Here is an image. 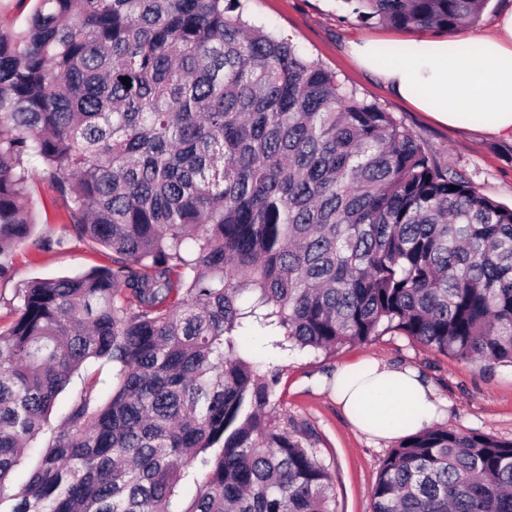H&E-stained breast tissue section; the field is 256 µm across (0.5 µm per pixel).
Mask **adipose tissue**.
<instances>
[{
	"label": "adipose tissue",
	"instance_id": "obj_1",
	"mask_svg": "<svg viewBox=\"0 0 512 512\" xmlns=\"http://www.w3.org/2000/svg\"><path fill=\"white\" fill-rule=\"evenodd\" d=\"M473 43L470 52L458 39L366 38L352 43L351 53L361 68L438 123L454 127L468 114L476 130L512 141V10ZM399 46L403 55L383 58L384 49ZM330 390L348 420L376 438L401 436L404 420L420 430L445 417L431 384L410 367L375 359L343 365L332 373Z\"/></svg>",
	"mask_w": 512,
	"mask_h": 512
}]
</instances>
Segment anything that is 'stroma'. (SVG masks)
Masks as SVG:
<instances>
[{
    "label": "stroma",
    "instance_id": "1",
    "mask_svg": "<svg viewBox=\"0 0 512 512\" xmlns=\"http://www.w3.org/2000/svg\"><path fill=\"white\" fill-rule=\"evenodd\" d=\"M245 16L277 36L290 40L308 60L335 73L340 82L355 89L402 120L428 145L437 160L467 177L483 192L512 208V143L472 130L439 126L425 113L396 97L374 74L356 66L348 48L364 37L411 38V29L384 24L358 23L342 0H242ZM35 178L31 187L32 224L28 239L0 262L8 268L0 278V332H7L21 306L20 294L31 281L73 276L111 266L113 254L76 235L55 201L50 184L43 180L40 159L31 158ZM374 358L395 366L420 370L448 403L447 427L512 439V367L464 362L396 332L363 344L348 345L326 356L292 351L280 357L286 370L277 391L281 420L312 434L328 466L336 491V512H372L371 490L379 467L395 440H372L355 429L330 397L319 377L336 365ZM97 378L101 399L112 393V365L91 361L73 376L69 391L58 397L50 425L60 423L72 391L84 378Z\"/></svg>",
    "mask_w": 512,
    "mask_h": 512
}]
</instances>
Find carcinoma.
<instances>
[{"instance_id":"1","label":"carcinoma","mask_w":512,"mask_h":512,"mask_svg":"<svg viewBox=\"0 0 512 512\" xmlns=\"http://www.w3.org/2000/svg\"><path fill=\"white\" fill-rule=\"evenodd\" d=\"M345 2L361 24L434 31L488 0ZM239 7L36 0L0 29V256L29 236L33 156L75 233L114 255L31 282L0 332L9 512H336L258 344L331 354L394 331L512 366V208ZM92 359L112 363L111 396L87 383L7 493ZM371 497L373 512H512V440L420 430Z\"/></svg>"}]
</instances>
